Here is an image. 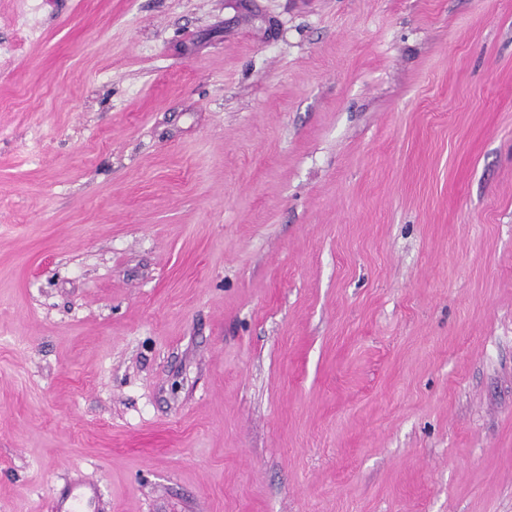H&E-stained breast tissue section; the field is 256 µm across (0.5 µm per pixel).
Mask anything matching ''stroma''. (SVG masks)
<instances>
[{
    "label": "stroma",
    "instance_id": "35a3bbf8",
    "mask_svg": "<svg viewBox=\"0 0 512 512\" xmlns=\"http://www.w3.org/2000/svg\"><path fill=\"white\" fill-rule=\"evenodd\" d=\"M512 512V0H0V512Z\"/></svg>",
    "mask_w": 512,
    "mask_h": 512
}]
</instances>
